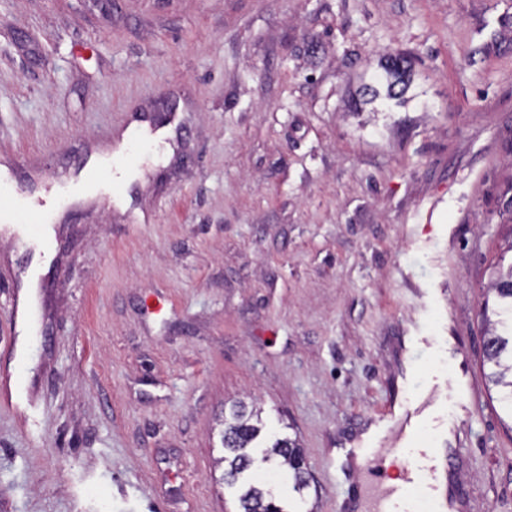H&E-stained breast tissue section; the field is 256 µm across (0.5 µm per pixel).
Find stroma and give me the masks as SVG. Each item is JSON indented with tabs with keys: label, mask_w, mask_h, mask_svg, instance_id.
<instances>
[{
	"label": "stroma",
	"mask_w": 512,
	"mask_h": 512,
	"mask_svg": "<svg viewBox=\"0 0 512 512\" xmlns=\"http://www.w3.org/2000/svg\"><path fill=\"white\" fill-rule=\"evenodd\" d=\"M392 52L415 99L350 111ZM167 102L182 135L140 143L130 206L106 188L52 221L23 386L0 384V512H238L218 460L239 400L255 456L302 450L303 493L259 470L284 512L377 484L341 469L349 444L399 473L406 409L420 445L460 448L471 512H512L481 377L489 268L512 261V0H0V162L68 194ZM32 256L0 230V351Z\"/></svg>",
	"instance_id": "stroma-1"
}]
</instances>
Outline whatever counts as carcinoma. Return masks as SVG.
Here are the masks:
<instances>
[{
    "label": "carcinoma",
    "mask_w": 512,
    "mask_h": 512,
    "mask_svg": "<svg viewBox=\"0 0 512 512\" xmlns=\"http://www.w3.org/2000/svg\"><path fill=\"white\" fill-rule=\"evenodd\" d=\"M383 80L361 85L356 92L358 104L368 105L380 99L404 103L413 84V70L410 61L402 54L388 53L381 63ZM494 280L489 290L493 291L498 303L494 309L482 308V319L488 324L484 339V362L488 370L484 378L496 389L497 400L512 418V264L505 266L497 262L492 267ZM260 434V428L252 423V414L245 407L234 409L230 421L225 424L224 449L228 456L225 479L233 482L254 463L252 443ZM278 456L282 463L293 472V489L301 491L306 487L303 458L299 448L288 439L276 440L263 457L267 462L271 456ZM240 512H283L270 490L248 485L239 496Z\"/></svg>",
    "instance_id": "1"
}]
</instances>
